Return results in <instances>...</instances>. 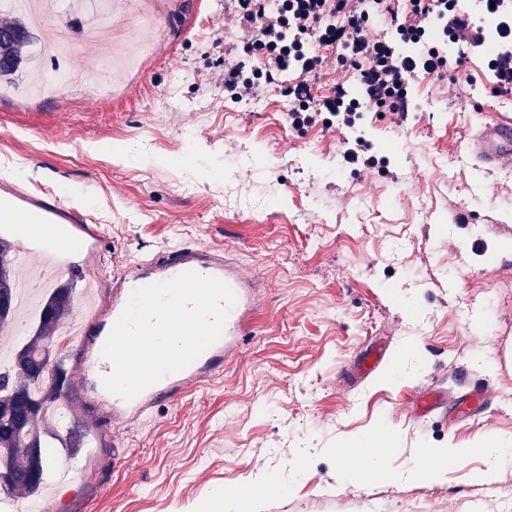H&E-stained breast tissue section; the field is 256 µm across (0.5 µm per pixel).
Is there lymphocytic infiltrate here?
Instances as JSON below:
<instances>
[{
  "label": "lymphocytic infiltrate",
  "instance_id": "f902f5d3",
  "mask_svg": "<svg viewBox=\"0 0 512 512\" xmlns=\"http://www.w3.org/2000/svg\"><path fill=\"white\" fill-rule=\"evenodd\" d=\"M365 2L280 0L278 8L268 10L260 0H238L235 21L242 38L234 60L224 64L225 91L260 89L273 83L278 71L293 65L298 76L288 87L294 102L288 113L290 126L303 128L315 112L349 124L365 108L405 113L415 77H442L459 69V62L450 61L429 37L431 19L441 21L442 33L451 42L474 47L483 43L481 28L458 8L457 0H374L372 11ZM378 14L400 40L415 44L413 54L398 55L386 39L365 36V28ZM327 48L335 50L351 70L360 98L350 97L341 84L330 95H313L312 82L324 68Z\"/></svg>",
  "mask_w": 512,
  "mask_h": 512
}]
</instances>
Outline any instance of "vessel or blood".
<instances>
[{
  "label": "vessel or blood",
  "mask_w": 512,
  "mask_h": 512,
  "mask_svg": "<svg viewBox=\"0 0 512 512\" xmlns=\"http://www.w3.org/2000/svg\"><path fill=\"white\" fill-rule=\"evenodd\" d=\"M473 151L485 164H512V117L495 111H488L481 130L473 143ZM27 217L31 228L18 236L22 251L37 254L42 259V268L47 275L41 278V285H49V273L63 272L70 268L75 259L81 258L86 247L73 233L56 234L57 224H75L80 217L77 213H64L56 209H41L28 214L21 213L12 202L0 199V222L15 223L19 217ZM237 262L233 257L204 252L188 245H181L161 253L159 256L132 264L121 276L112 295V315L120 317L132 293L141 287L171 279L181 273L194 271L216 277L225 282L234 292L236 302L231 308L224 332L219 340L205 350L185 369L168 375L148 387L132 400L109 395L103 404L108 419L134 420L146 414L152 405L161 399H178L188 382L206 377L222 361L226 352L239 343L251 311L252 303L249 283L242 280L236 271ZM388 352L385 341L379 340L358 359L350 374L355 381L362 382L376 371ZM485 402L482 389L471 388L464 401L456 404L454 415L457 419L468 420L481 412Z\"/></svg>",
  "instance_id": "1"
}]
</instances>
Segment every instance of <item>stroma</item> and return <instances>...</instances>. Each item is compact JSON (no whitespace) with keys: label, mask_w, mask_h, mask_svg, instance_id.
<instances>
[{"label":"stroma","mask_w":512,"mask_h":512,"mask_svg":"<svg viewBox=\"0 0 512 512\" xmlns=\"http://www.w3.org/2000/svg\"><path fill=\"white\" fill-rule=\"evenodd\" d=\"M228 0H112V92L80 86L41 98L0 91V198L22 194L81 212L92 231L76 297L83 347L63 324L52 342L72 382V455L53 448L46 482L0 512H199L257 493L260 512H512V166L469 150L491 94L484 50L454 77L420 76L416 117L367 112L354 126H288L279 84L233 99L224 53ZM77 24L71 57L48 76L92 78L103 20L89 0H55L46 25ZM377 164L348 168L344 147ZM228 251L256 281L249 334L222 367L134 421L106 418L89 368L94 316L129 265L174 245ZM386 363L365 383L341 376L375 339ZM484 385L489 403L449 425L417 417L418 391L449 398ZM391 436L395 482L336 451ZM499 479H473L489 461ZM471 448L444 479L407 473L423 449Z\"/></svg>","instance_id":"stroma-1"}]
</instances>
